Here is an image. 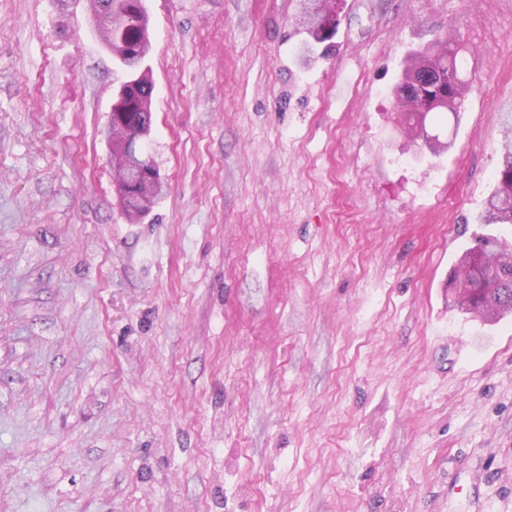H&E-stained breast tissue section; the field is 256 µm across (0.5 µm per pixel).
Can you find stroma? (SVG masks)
<instances>
[{
	"instance_id": "35a3bbf8",
	"label": "stroma",
	"mask_w": 512,
	"mask_h": 512,
	"mask_svg": "<svg viewBox=\"0 0 512 512\" xmlns=\"http://www.w3.org/2000/svg\"><path fill=\"white\" fill-rule=\"evenodd\" d=\"M163 193L116 204L86 0H0V512H512V315L448 285L512 107V0H145ZM466 48L452 148L391 89ZM304 1H317V11L321 12L322 19H334L336 21V9L333 6V4L336 3V0H302L303 3L297 4L295 21L306 30V33L310 38V40L303 42L302 46L305 47L306 45H309V49L313 55L312 59H314L315 55H324L327 50L333 46L332 39L336 35V28L339 25V21L337 20L330 33L322 35L319 28L313 29V27L318 23L317 19L314 17L316 4L314 2ZM333 14L335 15V18H333ZM319 50L321 51L319 52ZM161 184L162 183H160V184L157 183L155 186L152 184H150V185L142 184L139 187L137 194L140 195L144 199V204H143V206H141L139 208H135L134 212L128 210V208L125 206L122 196L119 195V204L121 206V210H122L123 214L125 215V217L129 221H131V222L138 221L141 218H143L147 213L150 212L155 201L157 200V198L160 196V194L162 192Z\"/></svg>"
}]
</instances>
